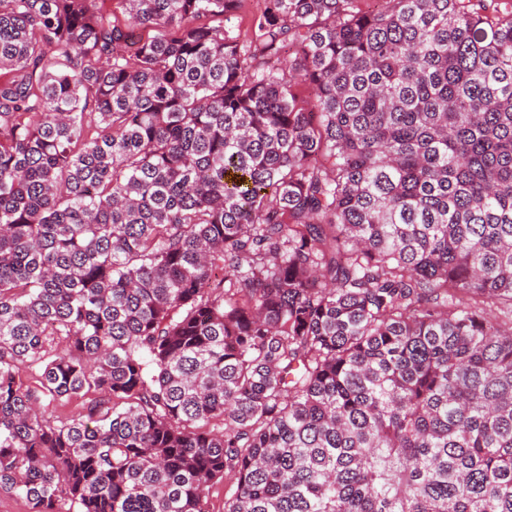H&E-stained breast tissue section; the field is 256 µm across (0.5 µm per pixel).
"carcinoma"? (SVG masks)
<instances>
[{
  "instance_id": "carcinoma-1",
  "label": "carcinoma",
  "mask_w": 512,
  "mask_h": 512,
  "mask_svg": "<svg viewBox=\"0 0 512 512\" xmlns=\"http://www.w3.org/2000/svg\"><path fill=\"white\" fill-rule=\"evenodd\" d=\"M119 2L0 0V490L512 512V3Z\"/></svg>"
}]
</instances>
